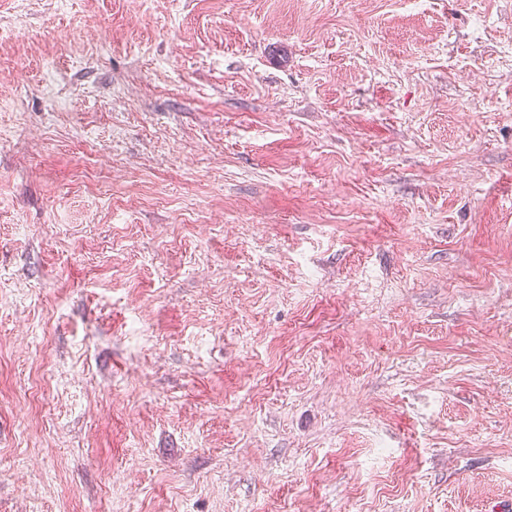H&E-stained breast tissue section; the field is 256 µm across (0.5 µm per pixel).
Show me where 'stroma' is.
<instances>
[{
	"label": "stroma",
	"mask_w": 512,
	"mask_h": 512,
	"mask_svg": "<svg viewBox=\"0 0 512 512\" xmlns=\"http://www.w3.org/2000/svg\"><path fill=\"white\" fill-rule=\"evenodd\" d=\"M0 512H512V0H0Z\"/></svg>",
	"instance_id": "stroma-1"
}]
</instances>
